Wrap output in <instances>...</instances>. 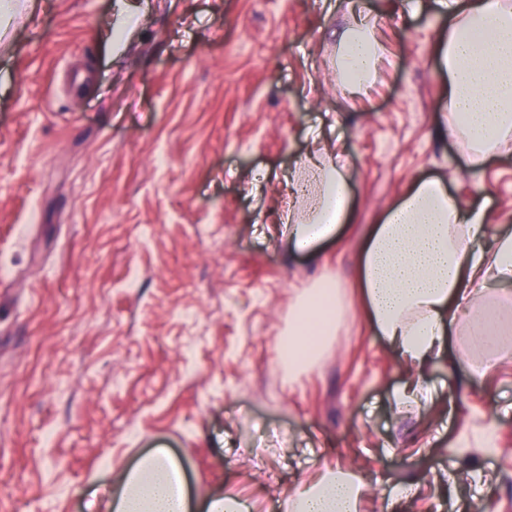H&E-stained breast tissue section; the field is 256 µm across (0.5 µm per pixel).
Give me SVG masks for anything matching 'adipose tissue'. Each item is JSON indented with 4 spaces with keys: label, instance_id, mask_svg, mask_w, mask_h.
<instances>
[{
    "label": "adipose tissue",
    "instance_id": "ef3b65f1",
    "mask_svg": "<svg viewBox=\"0 0 512 512\" xmlns=\"http://www.w3.org/2000/svg\"><path fill=\"white\" fill-rule=\"evenodd\" d=\"M443 29L438 69L448 81L439 109L448 136L472 165L512 146V0H437ZM382 48L369 20L344 36L339 73L346 86H368ZM303 215H284L290 250L312 254L340 236L353 216L352 195L340 154L314 143L301 164ZM512 226L492 225L485 207L456 202L445 183L411 184L368 230L359 256L358 288L376 333L410 371L394 393L397 405L429 403L421 380L443 352L448 335L465 326L472 347L504 359L512 343ZM319 289L303 290L281 340L290 374L307 326L324 316ZM111 512H251L241 497L218 492L191 504L181 465L164 450L119 476ZM368 487L355 473L323 466L285 493L290 512H360Z\"/></svg>",
    "mask_w": 512,
    "mask_h": 512
}]
</instances>
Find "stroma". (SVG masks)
Masks as SVG:
<instances>
[{"instance_id":"obj_1","label":"stroma","mask_w":512,"mask_h":512,"mask_svg":"<svg viewBox=\"0 0 512 512\" xmlns=\"http://www.w3.org/2000/svg\"><path fill=\"white\" fill-rule=\"evenodd\" d=\"M362 12L384 54L353 94L336 66ZM442 28L435 0H20L0 38V512H104L93 495L157 449L256 512L323 465L362 475L365 512H512V360L452 376L486 357L451 336L433 402L397 406L406 370L357 290L368 228L416 180L512 225V150L473 167L441 130ZM317 136L345 145L354 215L308 258L280 227ZM328 277L345 314L289 379L280 337Z\"/></svg>"}]
</instances>
